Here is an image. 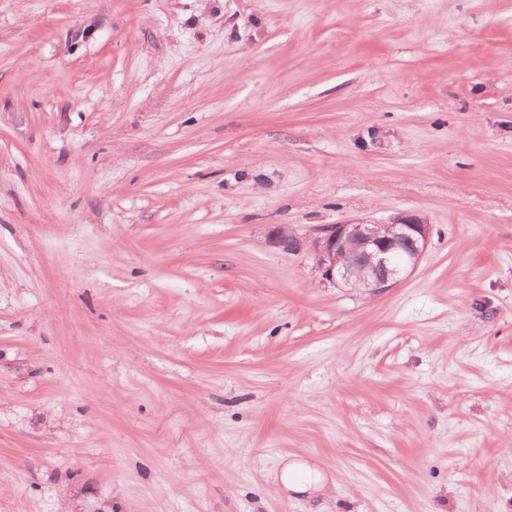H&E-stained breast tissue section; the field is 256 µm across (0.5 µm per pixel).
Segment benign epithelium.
I'll use <instances>...</instances> for the list:
<instances>
[{"label":"benign epithelium","mask_w":512,"mask_h":512,"mask_svg":"<svg viewBox=\"0 0 512 512\" xmlns=\"http://www.w3.org/2000/svg\"><path fill=\"white\" fill-rule=\"evenodd\" d=\"M430 225L405 214L387 223L328 224L301 237L278 226L270 242L283 252L309 248L325 278L338 286L380 292L414 270L427 249Z\"/></svg>","instance_id":"benign-epithelium-1"}]
</instances>
